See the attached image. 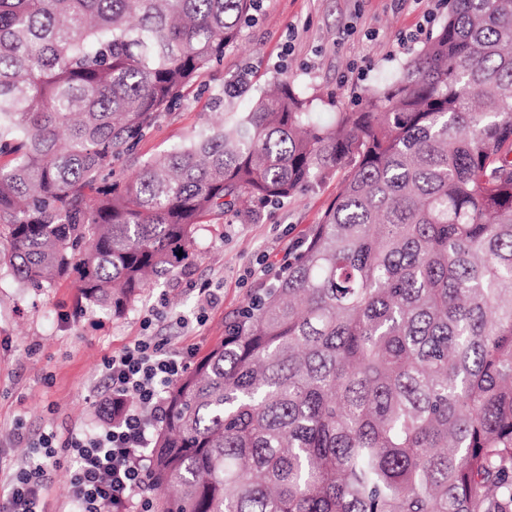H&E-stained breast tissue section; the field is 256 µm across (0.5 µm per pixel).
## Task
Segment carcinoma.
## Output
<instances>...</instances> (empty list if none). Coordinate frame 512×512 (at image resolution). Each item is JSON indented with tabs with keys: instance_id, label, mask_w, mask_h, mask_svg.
<instances>
[{
	"instance_id": "obj_1",
	"label": "carcinoma",
	"mask_w": 512,
	"mask_h": 512,
	"mask_svg": "<svg viewBox=\"0 0 512 512\" xmlns=\"http://www.w3.org/2000/svg\"><path fill=\"white\" fill-rule=\"evenodd\" d=\"M256 0H0V267L119 316L213 213L344 172L166 393L157 512H512V0L329 124L288 77L114 178Z\"/></svg>"
}]
</instances>
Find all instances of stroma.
Masks as SVG:
<instances>
[{"instance_id":"obj_1","label":"stroma","mask_w":512,"mask_h":512,"mask_svg":"<svg viewBox=\"0 0 512 512\" xmlns=\"http://www.w3.org/2000/svg\"><path fill=\"white\" fill-rule=\"evenodd\" d=\"M223 61L207 70L138 144L116 171L187 142L222 113L249 110L280 74L309 100L321 122L352 107L363 91L398 76L402 64L435 34L448 15L447 0H261ZM432 21H425V13ZM341 173L267 206L255 217L231 212L199 225L193 262L177 276L144 291L122 315L81 303L65 281L51 288L20 285L0 271V480L25 463L31 450L13 436L95 432L102 365L145 329L170 337L173 350L205 354L224 337V322L258 282L252 272L265 254L298 245L336 195ZM210 283L218 301L197 325V288ZM151 327H144V320Z\"/></svg>"}]
</instances>
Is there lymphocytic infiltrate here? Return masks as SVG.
<instances>
[{"instance_id":"lymphocytic-infiltrate-1","label":"lymphocytic infiltrate","mask_w":512,"mask_h":512,"mask_svg":"<svg viewBox=\"0 0 512 512\" xmlns=\"http://www.w3.org/2000/svg\"><path fill=\"white\" fill-rule=\"evenodd\" d=\"M161 336H142L103 364L109 390L101 430L58 443L54 433L32 439V457L0 486V512H44V494L60 464V450L72 457L73 512H150L151 430L167 414L164 393L189 369L194 349L168 353Z\"/></svg>"}]
</instances>
